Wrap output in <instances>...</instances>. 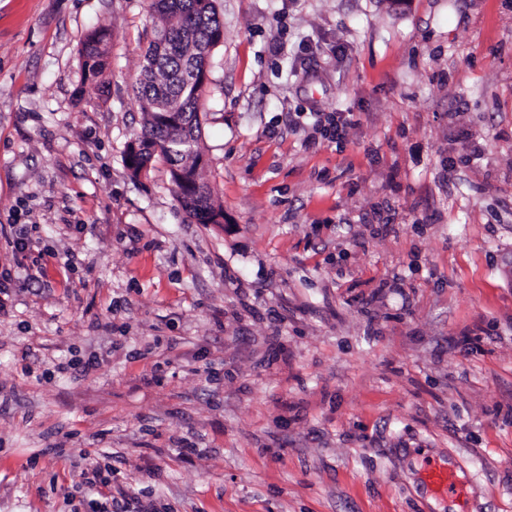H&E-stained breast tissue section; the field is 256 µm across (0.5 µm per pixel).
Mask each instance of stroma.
<instances>
[{
	"label": "stroma",
	"instance_id": "1",
	"mask_svg": "<svg viewBox=\"0 0 512 512\" xmlns=\"http://www.w3.org/2000/svg\"><path fill=\"white\" fill-rule=\"evenodd\" d=\"M216 6L199 224L123 163L147 0H0V512H512V0ZM108 40V30L103 25L92 28L81 38L80 53L86 80L101 81L109 68ZM324 120L318 114H313L315 119L313 123L314 130L319 133L321 138L330 142H339L345 139L347 128L350 127V122L342 112H330L323 114ZM426 486L436 495L455 496L458 485L455 473L448 468L439 466L428 467L423 475Z\"/></svg>",
	"mask_w": 512,
	"mask_h": 512
}]
</instances>
